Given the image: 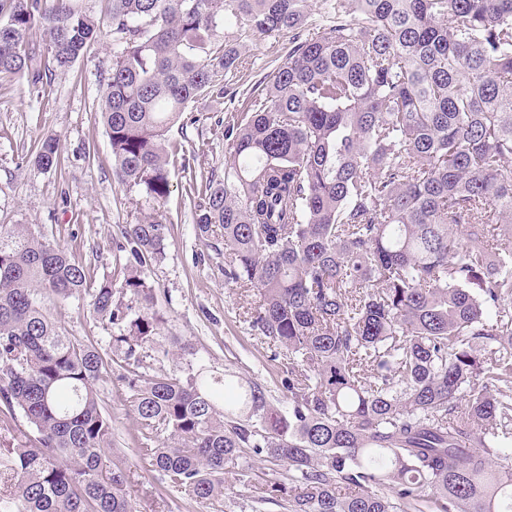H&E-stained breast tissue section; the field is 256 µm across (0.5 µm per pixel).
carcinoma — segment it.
I'll return each instance as SVG.
<instances>
[{
  "label": "carcinoma",
  "instance_id": "cac0c4a2",
  "mask_svg": "<svg viewBox=\"0 0 512 512\" xmlns=\"http://www.w3.org/2000/svg\"><path fill=\"white\" fill-rule=\"evenodd\" d=\"M84 2L0 0V80L37 89L112 34L100 118L119 183L158 205L190 103L224 93L254 35L295 43L224 118V177L189 184L224 281L261 291L246 322L288 361V408L228 371L133 373L140 451L167 487L221 512L224 474L263 453L288 477L246 486L289 512H512L494 461L512 447V0H321L326 32L309 0ZM35 162L61 166L56 137ZM125 240L122 281L93 287L33 225H0V512H136L107 456L108 361L42 305L90 294L140 367L160 319L124 296L152 304L138 268L164 225L146 214Z\"/></svg>",
  "mask_w": 512,
  "mask_h": 512
}]
</instances>
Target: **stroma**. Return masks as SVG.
<instances>
[{"instance_id": "1", "label": "stroma", "mask_w": 512, "mask_h": 512, "mask_svg": "<svg viewBox=\"0 0 512 512\" xmlns=\"http://www.w3.org/2000/svg\"><path fill=\"white\" fill-rule=\"evenodd\" d=\"M290 46L286 33L254 37L243 52L244 67L229 77L231 98L214 92L201 96L192 105L197 124L172 128L168 138L183 148L191 171L183 173L180 163L171 164L168 197L157 209L142 191L117 183L109 136L98 117L112 66L111 39L55 71L46 92L31 90L23 81H0V224L39 225L96 283L114 273L125 226L157 210L166 226L165 254L145 264L140 275L163 321L145 351L141 373L182 377L202 365L218 375L230 370L262 384L283 407L288 404L281 386L284 368L246 323L260 292L225 283L224 241L196 235L189 182L223 175L222 119L229 104H247L258 81L285 60ZM48 135L60 139L62 167L57 171L34 162L35 146ZM45 309L69 336L97 343L114 356L113 328L95 315L89 295L65 303L50 300ZM97 391L112 423V459L131 472L138 512H210L188 495L168 492L140 453L126 380L113 378Z\"/></svg>"}]
</instances>
